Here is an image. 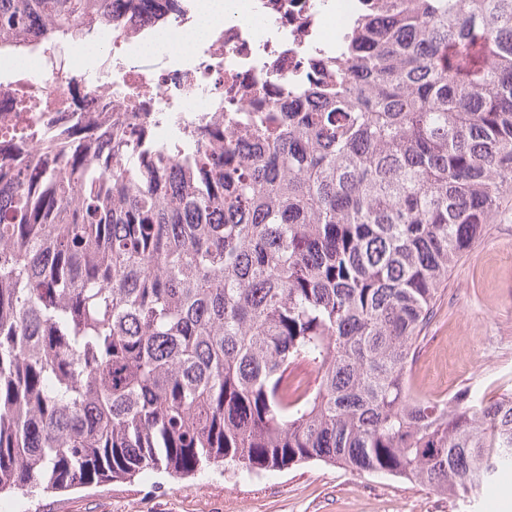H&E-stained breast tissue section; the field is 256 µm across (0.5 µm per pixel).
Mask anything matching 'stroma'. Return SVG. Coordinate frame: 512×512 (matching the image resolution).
<instances>
[{
  "mask_svg": "<svg viewBox=\"0 0 512 512\" xmlns=\"http://www.w3.org/2000/svg\"><path fill=\"white\" fill-rule=\"evenodd\" d=\"M416 359L410 383L433 399L442 375L488 399L512 392V200L450 271ZM14 498L21 512H512V469L478 495L453 498L320 461L259 475L220 463L195 475L149 471Z\"/></svg>",
  "mask_w": 512,
  "mask_h": 512,
  "instance_id": "stroma-1",
  "label": "stroma"
}]
</instances>
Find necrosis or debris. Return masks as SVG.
<instances>
[{
    "label": "necrosis or debris",
    "instance_id": "1",
    "mask_svg": "<svg viewBox=\"0 0 512 512\" xmlns=\"http://www.w3.org/2000/svg\"><path fill=\"white\" fill-rule=\"evenodd\" d=\"M199 2L164 0L154 21L95 29L107 51L93 80L76 75L70 44L42 50L0 80V116L24 94L40 100L35 124L45 133L67 135L88 112L109 126L132 115L154 143L174 146L188 130L220 122L230 96L258 101L279 96L280 81L306 82L310 58L335 50L356 4L224 0L223 19L187 48L180 37L195 27Z\"/></svg>",
    "mask_w": 512,
    "mask_h": 512
}]
</instances>
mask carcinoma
<instances>
[{"mask_svg": "<svg viewBox=\"0 0 512 512\" xmlns=\"http://www.w3.org/2000/svg\"><path fill=\"white\" fill-rule=\"evenodd\" d=\"M160 0H0V54ZM325 73L177 152L0 124V491L316 460L448 496L512 393L415 392L448 272L512 194V0H360ZM314 368L290 405L288 368Z\"/></svg>", "mask_w": 512, "mask_h": 512, "instance_id": "carcinoma-1", "label": "carcinoma"}]
</instances>
